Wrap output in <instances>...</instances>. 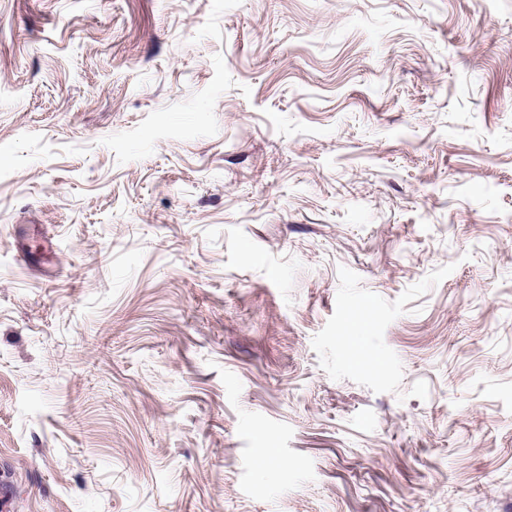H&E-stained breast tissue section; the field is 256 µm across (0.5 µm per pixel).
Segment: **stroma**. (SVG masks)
<instances>
[{
	"instance_id": "obj_1",
	"label": "stroma",
	"mask_w": 512,
	"mask_h": 512,
	"mask_svg": "<svg viewBox=\"0 0 512 512\" xmlns=\"http://www.w3.org/2000/svg\"><path fill=\"white\" fill-rule=\"evenodd\" d=\"M0 473L512 512V0H0Z\"/></svg>"
}]
</instances>
